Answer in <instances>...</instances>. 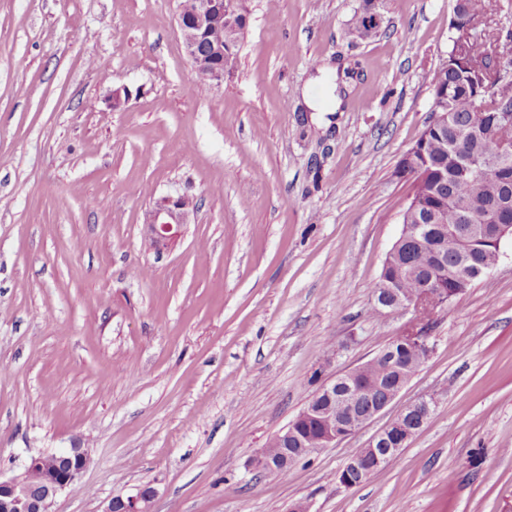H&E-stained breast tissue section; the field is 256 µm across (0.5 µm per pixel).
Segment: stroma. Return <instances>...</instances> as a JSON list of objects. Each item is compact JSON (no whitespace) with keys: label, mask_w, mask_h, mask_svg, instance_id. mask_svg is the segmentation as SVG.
I'll return each instance as SVG.
<instances>
[{"label":"stroma","mask_w":512,"mask_h":512,"mask_svg":"<svg viewBox=\"0 0 512 512\" xmlns=\"http://www.w3.org/2000/svg\"><path fill=\"white\" fill-rule=\"evenodd\" d=\"M246 6L235 75L204 90L177 0H0V474L90 449L52 512L147 483L153 512H507L512 237L429 318V360L368 426L288 479L247 470L326 379L412 324L374 316V288L456 0H377L363 40V0ZM333 84L339 111H308ZM178 193L196 211L154 249L144 212ZM420 398L436 407L398 463L342 486L348 457ZM374 8H375L374 1L367 0L363 12L356 16L352 31L359 38H370L377 34V32H378L377 28H375L373 26L369 27L366 23L367 16L370 15L371 13H375L373 11ZM369 23H372L373 25H379L380 16L377 14H373L372 19H370L368 16V24Z\"/></svg>","instance_id":"obj_1"}]
</instances>
